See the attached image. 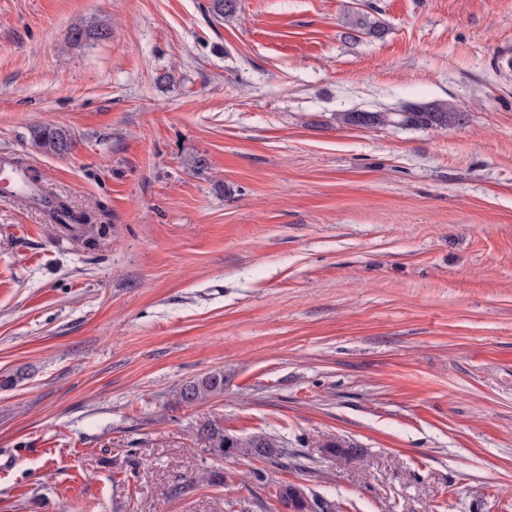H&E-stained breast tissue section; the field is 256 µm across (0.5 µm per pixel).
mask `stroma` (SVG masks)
I'll return each instance as SVG.
<instances>
[{
	"label": "stroma",
	"instance_id": "1",
	"mask_svg": "<svg viewBox=\"0 0 512 512\" xmlns=\"http://www.w3.org/2000/svg\"><path fill=\"white\" fill-rule=\"evenodd\" d=\"M209 6L0 0V153L91 216L0 194V512H282V483L512 512V0ZM357 9L384 39L347 38ZM432 101L463 122L342 119ZM42 122L71 153L31 147ZM207 419L282 461L216 459ZM31 146L41 154L62 156L74 147L72 132L55 124H39L30 130ZM29 171V182L31 186L37 191V195L47 201L49 214L55 219V223L57 224H88L89 216L84 212H77L70 207V205L55 196L50 191H46L43 187L39 186L38 183L41 181V178L37 171L26 167ZM68 226V225H66ZM223 391L224 374L217 371L183 385L179 390V400L181 403L193 405L221 394ZM224 483V474L219 468L195 474L175 485L173 493L182 496L194 491L200 486H216Z\"/></svg>",
	"mask_w": 512,
	"mask_h": 512
}]
</instances>
